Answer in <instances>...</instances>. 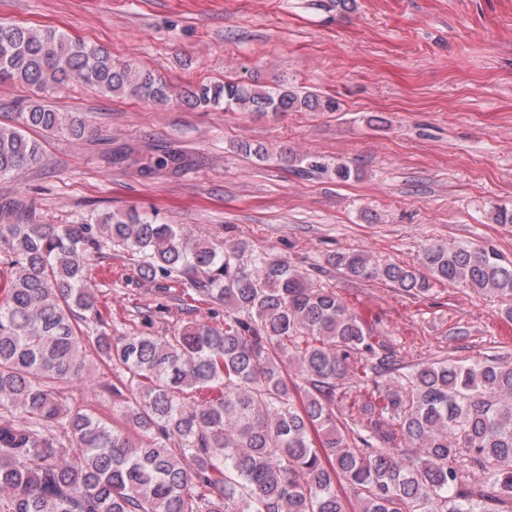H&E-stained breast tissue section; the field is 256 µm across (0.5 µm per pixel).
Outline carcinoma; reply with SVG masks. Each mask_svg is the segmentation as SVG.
I'll use <instances>...</instances> for the list:
<instances>
[{
    "label": "carcinoma",
    "mask_w": 512,
    "mask_h": 512,
    "mask_svg": "<svg viewBox=\"0 0 512 512\" xmlns=\"http://www.w3.org/2000/svg\"><path fill=\"white\" fill-rule=\"evenodd\" d=\"M0 82L274 115L336 112L333 97L281 81L179 91L55 30L0 24ZM0 124V177L40 161L37 131L80 136L86 120L35 100ZM264 161L268 150L238 141ZM278 160L338 182L345 161L281 149ZM159 283L156 327L114 335L92 263L110 250ZM193 240L134 208L94 224H0V512H512V361L443 354L407 364L332 288L276 255ZM327 263L409 295L463 284L504 303L512 260L473 242L423 244L416 266L364 251ZM209 319L156 324L166 301ZM112 418L69 401L88 359Z\"/></svg>",
    "instance_id": "cac0c4a2"
}]
</instances>
